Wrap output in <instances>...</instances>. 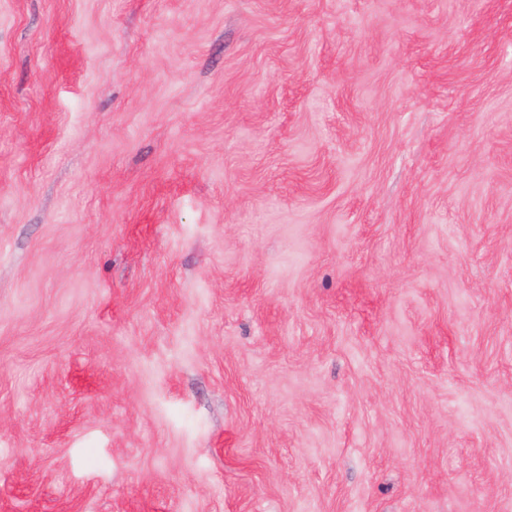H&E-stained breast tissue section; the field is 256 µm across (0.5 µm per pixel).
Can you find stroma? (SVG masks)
Listing matches in <instances>:
<instances>
[{
  "mask_svg": "<svg viewBox=\"0 0 512 512\" xmlns=\"http://www.w3.org/2000/svg\"><path fill=\"white\" fill-rule=\"evenodd\" d=\"M0 512H512V0H0Z\"/></svg>",
  "mask_w": 512,
  "mask_h": 512,
  "instance_id": "1",
  "label": "stroma"
}]
</instances>
